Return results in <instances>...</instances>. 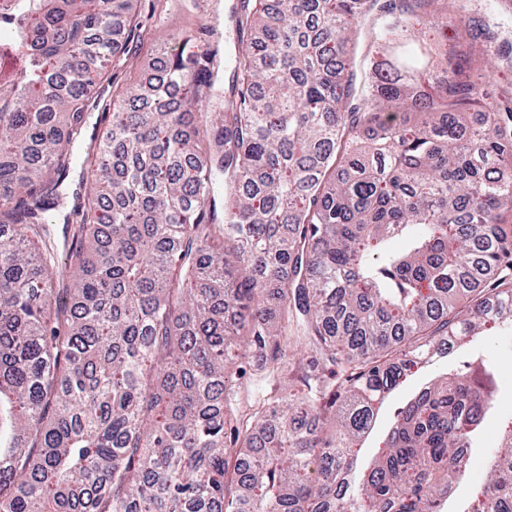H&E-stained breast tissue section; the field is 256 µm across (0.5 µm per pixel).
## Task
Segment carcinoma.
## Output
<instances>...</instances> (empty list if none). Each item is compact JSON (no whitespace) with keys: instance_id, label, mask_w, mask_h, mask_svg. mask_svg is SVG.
Masks as SVG:
<instances>
[{"instance_id":"carcinoma-1","label":"carcinoma","mask_w":512,"mask_h":512,"mask_svg":"<svg viewBox=\"0 0 512 512\" xmlns=\"http://www.w3.org/2000/svg\"><path fill=\"white\" fill-rule=\"evenodd\" d=\"M450 1L237 0L224 111L198 109L217 50L165 49L96 148L138 0H0V512H445L484 366L421 390L358 481L352 445L432 348L512 327V109L448 47ZM288 326L336 380L230 403ZM461 512H512V433Z\"/></svg>"}]
</instances>
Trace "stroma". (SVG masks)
I'll list each match as a JSON object with an SVG mask.
<instances>
[{"label": "stroma", "mask_w": 512, "mask_h": 512, "mask_svg": "<svg viewBox=\"0 0 512 512\" xmlns=\"http://www.w3.org/2000/svg\"><path fill=\"white\" fill-rule=\"evenodd\" d=\"M232 0H138V25L126 35L123 43L128 57L112 70L115 88L130 85L134 79H150L154 72V53L158 46H176L190 42L191 46L210 44L218 51L233 54L238 43L247 41V29H233L228 19ZM486 0H472L471 9L462 19L453 20L449 35L459 38L460 49L471 58L478 70L484 71V89L491 101L500 107L512 106V63L502 61L496 68L487 66V45L484 25L488 21ZM280 347L288 355V365L276 384L262 382L254 362L242 363L229 382L238 396L263 399L272 386L296 384L299 376L308 371L313 358L311 350L296 344L293 335L279 338ZM482 356L496 371L497 387L494 407L484 423L471 450L466 478L455 491L456 502L475 498L487 480L486 462L498 446V435L503 427L512 424V332L490 330L481 336L471 353L453 350L422 368L397 387L380 409L374 425L364 439L361 461L370 460L389 433L393 415L398 407L412 398L430 379L451 373L466 361L469 354Z\"/></svg>", "instance_id": "stroma-1"}]
</instances>
